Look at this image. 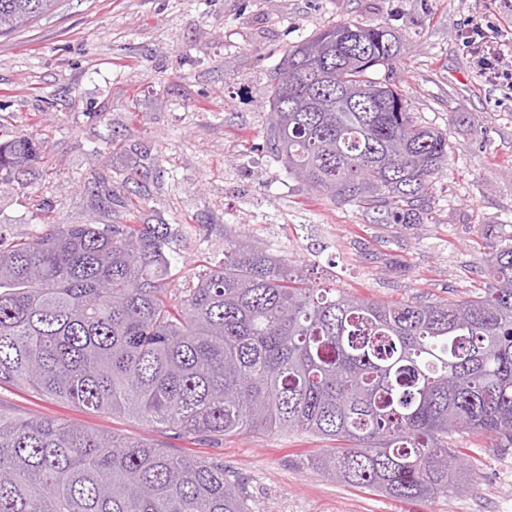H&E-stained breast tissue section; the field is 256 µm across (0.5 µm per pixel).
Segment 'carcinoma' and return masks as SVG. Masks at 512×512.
<instances>
[{"label":"carcinoma","instance_id":"cac0c4a2","mask_svg":"<svg viewBox=\"0 0 512 512\" xmlns=\"http://www.w3.org/2000/svg\"><path fill=\"white\" fill-rule=\"evenodd\" d=\"M57 0H0V36ZM385 26L333 24L270 77L268 145L288 175L378 224L425 223L448 136L415 123L371 72L399 60ZM0 142V172L38 160ZM0 248V387L186 434L300 432L338 443L331 477L394 499L469 481L452 433L512 446V233L494 286L467 301L386 303L306 282L288 259L224 236V262L168 288L166 224H54ZM0 512H249L224 463L72 420L0 409Z\"/></svg>","mask_w":512,"mask_h":512}]
</instances>
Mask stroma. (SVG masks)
Segmentation results:
<instances>
[{
	"label": "stroma",
	"mask_w": 512,
	"mask_h": 512,
	"mask_svg": "<svg viewBox=\"0 0 512 512\" xmlns=\"http://www.w3.org/2000/svg\"><path fill=\"white\" fill-rule=\"evenodd\" d=\"M473 15L512 42L502 0H62L0 37V139L43 143L23 180L0 178V243L35 234L40 204L60 224H113L132 208L138 223L169 225L175 288L223 261L225 234L243 233L354 295L480 294L498 244L487 227L512 225V91L466 55L459 33ZM344 21L395 32L400 60L375 79L407 95L414 121L448 135L432 223H372L289 177L266 145L284 50ZM0 408L223 460L251 512H512V447L492 436L454 435L472 473L463 490L405 501L313 467L327 443L308 434L183 435L11 386Z\"/></svg>",
	"instance_id": "1"
}]
</instances>
